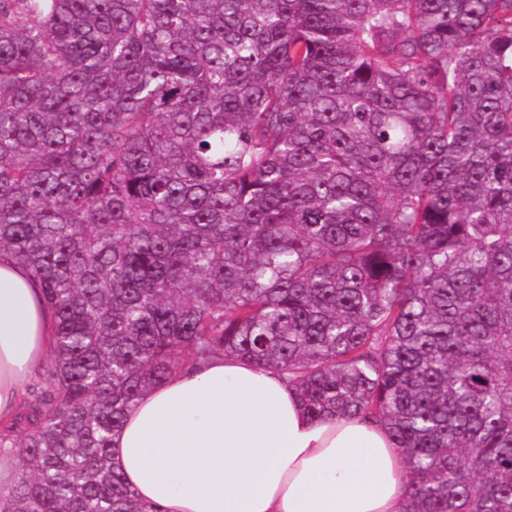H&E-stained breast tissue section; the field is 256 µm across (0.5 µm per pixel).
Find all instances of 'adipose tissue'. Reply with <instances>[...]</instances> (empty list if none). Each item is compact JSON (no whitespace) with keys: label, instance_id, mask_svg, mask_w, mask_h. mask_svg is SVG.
Instances as JSON below:
<instances>
[{"label":"adipose tissue","instance_id":"1","mask_svg":"<svg viewBox=\"0 0 512 512\" xmlns=\"http://www.w3.org/2000/svg\"><path fill=\"white\" fill-rule=\"evenodd\" d=\"M55 348L31 270L0 253V425ZM110 461L152 512H401L402 459L384 425L311 418L287 375L217 354L144 393Z\"/></svg>","mask_w":512,"mask_h":512}]
</instances>
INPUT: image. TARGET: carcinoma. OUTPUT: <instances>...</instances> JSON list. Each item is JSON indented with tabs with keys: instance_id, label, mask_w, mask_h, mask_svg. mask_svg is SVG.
<instances>
[{
	"instance_id": "obj_1",
	"label": "carcinoma",
	"mask_w": 512,
	"mask_h": 512,
	"mask_svg": "<svg viewBox=\"0 0 512 512\" xmlns=\"http://www.w3.org/2000/svg\"><path fill=\"white\" fill-rule=\"evenodd\" d=\"M2 251L56 315L9 512H148L110 436L217 353L512 512V0H0Z\"/></svg>"
}]
</instances>
